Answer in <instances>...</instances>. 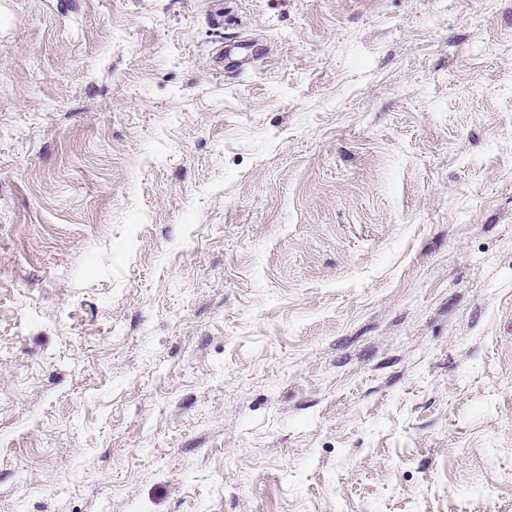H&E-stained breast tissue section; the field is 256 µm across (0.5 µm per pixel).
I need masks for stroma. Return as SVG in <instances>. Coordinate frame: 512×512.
<instances>
[{"label":"stroma","instance_id":"stroma-1","mask_svg":"<svg viewBox=\"0 0 512 512\" xmlns=\"http://www.w3.org/2000/svg\"><path fill=\"white\" fill-rule=\"evenodd\" d=\"M0 512H512V0H0Z\"/></svg>","mask_w":512,"mask_h":512}]
</instances>
